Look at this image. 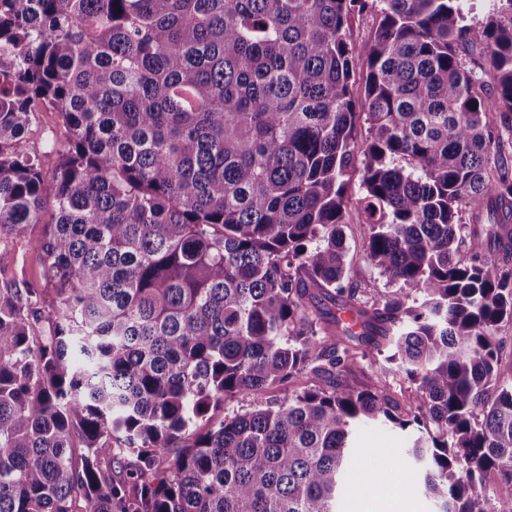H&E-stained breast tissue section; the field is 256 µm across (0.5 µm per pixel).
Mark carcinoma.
Returning <instances> with one entry per match:
<instances>
[{
    "mask_svg": "<svg viewBox=\"0 0 512 512\" xmlns=\"http://www.w3.org/2000/svg\"><path fill=\"white\" fill-rule=\"evenodd\" d=\"M366 2L0 0V234L44 226L56 296L0 288V512H339L351 434L387 423L439 512H494L489 473L512 499V0L493 89L468 0H378L357 45ZM37 112L67 131L48 218ZM357 171L383 301L349 277ZM382 353L403 402L353 379ZM368 1L369 5L363 11L356 12L350 21L349 37L356 44L370 41L378 24L376 9L371 6V0Z\"/></svg>",
    "mask_w": 512,
    "mask_h": 512,
    "instance_id": "cac0c4a2",
    "label": "carcinoma"
}]
</instances>
